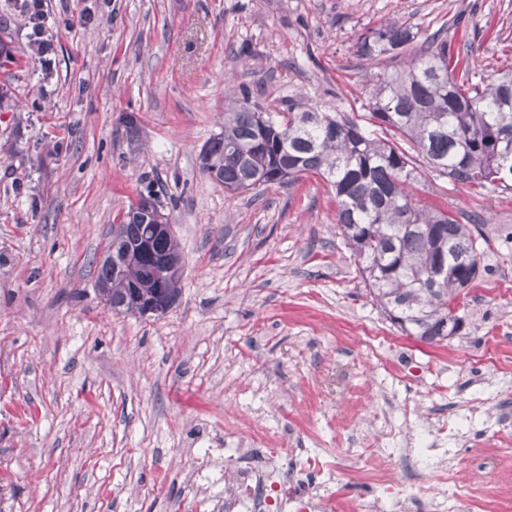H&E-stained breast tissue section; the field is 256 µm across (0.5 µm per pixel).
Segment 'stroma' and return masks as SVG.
Masks as SVG:
<instances>
[{
  "label": "stroma",
  "mask_w": 512,
  "mask_h": 512,
  "mask_svg": "<svg viewBox=\"0 0 512 512\" xmlns=\"http://www.w3.org/2000/svg\"><path fill=\"white\" fill-rule=\"evenodd\" d=\"M44 66L21 0H0V512H212L196 459L262 427L294 485L334 498L421 494L432 467L512 507V194L423 172L415 199L486 219L465 330L439 344L373 305L321 179L230 194L199 153L234 89L268 112L289 99L367 125L368 28L469 41L475 73L512 70V0H43ZM137 118L128 127V115ZM149 192L185 259L162 315L113 313L95 293L113 219ZM384 337L377 349L366 335ZM391 447L449 422L421 477L367 481L342 459L352 429ZM336 472L310 470L313 455Z\"/></svg>",
  "instance_id": "35a3bbf8"
}]
</instances>
